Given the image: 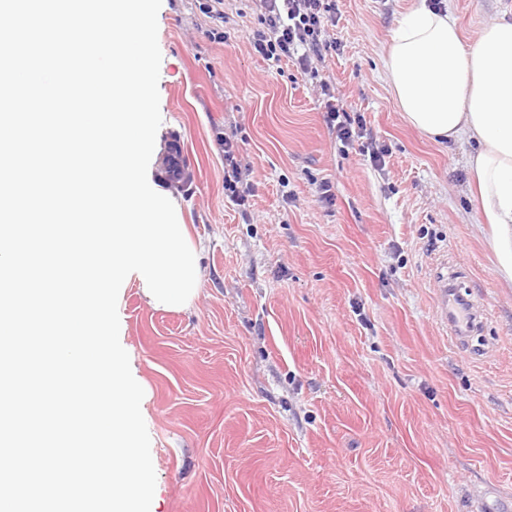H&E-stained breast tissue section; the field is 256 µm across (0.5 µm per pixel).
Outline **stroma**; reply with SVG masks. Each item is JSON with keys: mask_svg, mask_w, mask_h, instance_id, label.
<instances>
[{"mask_svg": "<svg viewBox=\"0 0 512 512\" xmlns=\"http://www.w3.org/2000/svg\"><path fill=\"white\" fill-rule=\"evenodd\" d=\"M201 2L162 0L157 137L181 138L196 173L175 197L204 278L185 310L148 307L133 282L118 301L151 512H512V288L468 192L469 144L410 126L383 71L419 0H336L341 50L317 67L369 133L347 148L293 62L254 51V0H224L220 21ZM441 4L468 46L512 21V0ZM225 135L253 188L242 206ZM444 267L487 309L469 350L437 316ZM221 146L224 150V192L232 201L237 202V205H245L246 196L240 194L237 186L241 182V171L236 160V146L225 136Z\"/></svg>", "mask_w": 512, "mask_h": 512, "instance_id": "35a3bbf8", "label": "stroma"}]
</instances>
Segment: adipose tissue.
<instances>
[{
	"label": "adipose tissue",
	"mask_w": 512,
	"mask_h": 512,
	"mask_svg": "<svg viewBox=\"0 0 512 512\" xmlns=\"http://www.w3.org/2000/svg\"><path fill=\"white\" fill-rule=\"evenodd\" d=\"M382 61L413 128L433 140L473 143L469 188L512 284V22L483 27L468 48L454 15L421 0L400 20Z\"/></svg>",
	"instance_id": "adipose-tissue-1"
}]
</instances>
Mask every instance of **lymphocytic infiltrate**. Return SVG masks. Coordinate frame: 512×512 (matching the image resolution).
<instances>
[{
  "instance_id": "lymphocytic-infiltrate-1",
  "label": "lymphocytic infiltrate",
  "mask_w": 512,
  "mask_h": 512,
  "mask_svg": "<svg viewBox=\"0 0 512 512\" xmlns=\"http://www.w3.org/2000/svg\"><path fill=\"white\" fill-rule=\"evenodd\" d=\"M261 30L254 33L252 45L265 59L295 61L301 73L316 80L325 95L324 119L337 141L349 145L365 137L363 124L355 122L338 101L329 97L328 81L319 77L316 63L325 53L339 51L336 40L323 39L329 23L336 20V0H256Z\"/></svg>"
}]
</instances>
